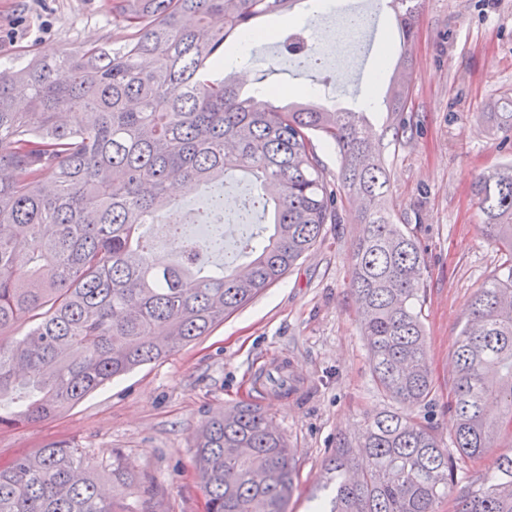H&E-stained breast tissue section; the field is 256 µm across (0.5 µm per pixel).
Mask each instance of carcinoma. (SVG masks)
I'll return each instance as SVG.
<instances>
[{
	"label": "carcinoma",
	"instance_id": "1",
	"mask_svg": "<svg viewBox=\"0 0 512 512\" xmlns=\"http://www.w3.org/2000/svg\"><path fill=\"white\" fill-rule=\"evenodd\" d=\"M299 0H109L120 31L109 47L43 48L0 70V432L44 421L137 367L207 336L277 283L338 220L311 134L342 158L341 183L364 207L351 286L378 387L402 405L433 397L422 305L426 263L413 234L394 223L383 147L369 111L312 99L276 104L224 70L231 41ZM396 68L411 66L423 0H392ZM298 67L317 59L293 34L281 43ZM411 88L390 82L382 111L408 109ZM246 170L247 207L270 216L267 236L246 237L236 265L208 267L205 241L178 244L167 262L148 244L175 224L172 190L224 182ZM485 235L504 259L477 291L453 351L448 402L455 448L494 456L495 474L456 490L454 456L432 423L396 411L362 435L366 467L346 444L326 464L336 493L327 512H512V449L496 443L512 419V162L478 177ZM30 323L22 337L8 333ZM501 407L497 417L488 403ZM206 512H287L294 469L288 440L256 407L214 415L195 444ZM159 495L137 483L131 460L94 461L70 441L0 465V512H131L127 496Z\"/></svg>",
	"mask_w": 512,
	"mask_h": 512
}]
</instances>
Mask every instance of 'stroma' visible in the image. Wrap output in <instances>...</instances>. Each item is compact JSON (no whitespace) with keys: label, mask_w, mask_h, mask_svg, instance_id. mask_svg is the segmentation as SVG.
I'll return each instance as SVG.
<instances>
[{"label":"stroma","mask_w":512,"mask_h":512,"mask_svg":"<svg viewBox=\"0 0 512 512\" xmlns=\"http://www.w3.org/2000/svg\"><path fill=\"white\" fill-rule=\"evenodd\" d=\"M338 11H378L372 57L358 80L319 73L310 83L271 42L251 48L248 81L273 67L284 98L313 95L351 109L366 92L383 95L393 67L378 63L398 34L387 5L337 0ZM425 0L413 39L415 84L406 112L417 130L395 141L386 113L371 117L384 146L394 221L420 242L428 274L424 327L435 395L430 404L398 407L373 379L366 339L351 290L359 209L340 190L341 159L314 136L321 170L337 188L339 223L326 225L318 246L284 278L234 312L210 335L93 392L60 416L0 432V464L49 442H74L95 461L121 451L162 490L155 512H205L193 444L210 416L241 404L260 408L282 431L295 468L288 512H312L323 495L325 466L341 442L358 445L369 418L401 409L432 416L445 446L453 417L445 403L455 367L452 350L474 296L501 263L498 244L482 231L477 177L512 160L491 113L512 104V0ZM106 0H0V68L45 47L105 45L117 36ZM287 358L293 380L284 400L257 398L260 365Z\"/></svg>","instance_id":"1"}]
</instances>
